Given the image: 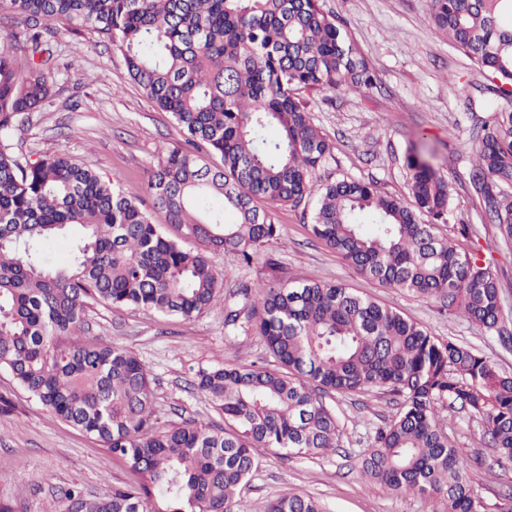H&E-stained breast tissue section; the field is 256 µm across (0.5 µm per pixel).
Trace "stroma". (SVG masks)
<instances>
[{
	"instance_id": "obj_1",
	"label": "stroma",
	"mask_w": 512,
	"mask_h": 512,
	"mask_svg": "<svg viewBox=\"0 0 512 512\" xmlns=\"http://www.w3.org/2000/svg\"><path fill=\"white\" fill-rule=\"evenodd\" d=\"M321 3L345 24L377 84L360 92L307 93L316 125L334 145L332 159L318 173L320 180L345 176L407 196L405 156L410 147H418L452 188L451 219L441 225V233L459 251L476 250L489 260L504 309L512 311V247L501 242L468 180L477 136L489 118L491 95L484 71L435 30L428 0ZM57 51L55 95L16 128V156L24 161L64 154L112 178L128 197L146 198L149 170L168 148L183 142L182 131L169 114L154 110L130 79L120 52L94 35L63 33ZM269 213L282 235L265 243L251 264L233 252L210 253L225 293L244 282L280 283L295 275L339 282L399 311L436 339L470 346L498 370L512 373V346H502L495 334L449 312L438 300L359 274L313 237L301 210L286 205ZM465 224L475 225V233L461 234ZM85 321L89 335L131 350L150 369L154 406L164 424L185 419L222 423V415L192 385L198 368L222 361L272 364L260 336L225 335L219 307L182 319L94 303L88 305ZM0 395L13 402L11 411L0 416V502L14 512H64L69 488L103 495L131 482L130 472L99 442L29 400L4 371ZM325 402L338 417L339 448L314 456L262 449L261 466L243 493L246 512H267L272 501L289 491L318 499L325 512H440L438 502L393 493L366 481L358 470L374 427L397 412L390 395L378 389L333 393ZM437 412L447 418L449 437L472 464L470 475L485 512H499L500 505L512 500V465L498 462L481 418L442 405Z\"/></svg>"
}]
</instances>
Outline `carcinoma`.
I'll use <instances>...</instances> for the list:
<instances>
[{
	"label": "carcinoma",
	"mask_w": 512,
	"mask_h": 512,
	"mask_svg": "<svg viewBox=\"0 0 512 512\" xmlns=\"http://www.w3.org/2000/svg\"><path fill=\"white\" fill-rule=\"evenodd\" d=\"M428 17L487 72L488 92L512 99V0H429ZM61 30L92 32L119 51L130 78L184 132L148 177L152 209L65 156L23 166L14 154L16 124L54 96ZM374 84L366 56L320 0H0V370L134 477L102 496L68 491L67 512H244L240 492L258 449L336 450V416L320 395L372 388L400 408L376 429L361 475L432 497L442 512H481L436 405L482 418L498 461L511 464L512 374L341 283L291 277L224 300L227 333L261 336L276 368L218 362L195 372L222 426L159 424L149 368L82 326L90 302L184 319L209 310L223 278L208 253L250 261L280 236L267 204L303 207L314 237L358 273L442 299L512 341L497 277L437 232L450 218V190L427 160L407 155V198L370 182L318 181L334 146L304 94ZM212 155L220 164L205 162ZM469 182L511 244V110H494L482 126ZM67 232L72 263L46 265L51 240ZM268 512L324 510L286 492Z\"/></svg>",
	"instance_id": "1"
}]
</instances>
